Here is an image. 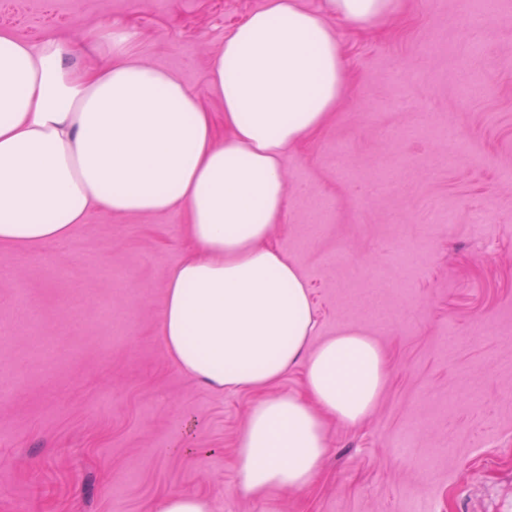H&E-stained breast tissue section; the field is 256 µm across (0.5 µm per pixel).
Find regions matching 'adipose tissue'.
<instances>
[{"label":"adipose tissue","instance_id":"ef3b65f1","mask_svg":"<svg viewBox=\"0 0 512 512\" xmlns=\"http://www.w3.org/2000/svg\"><path fill=\"white\" fill-rule=\"evenodd\" d=\"M400 0H265L224 38L208 112L193 88L145 64L108 28L104 64L0 32V244L67 241L95 211L183 213L186 256L165 274L160 334L188 374L260 394L236 442L240 491L299 492L326 456L328 419L363 421L385 384L364 331L317 333L310 289L273 232L290 150L319 132L349 83L336 30L390 21ZM303 367L305 396L272 394Z\"/></svg>","mask_w":512,"mask_h":512}]
</instances>
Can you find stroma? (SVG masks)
I'll return each instance as SVG.
<instances>
[{
  "mask_svg": "<svg viewBox=\"0 0 512 512\" xmlns=\"http://www.w3.org/2000/svg\"><path fill=\"white\" fill-rule=\"evenodd\" d=\"M263 3L0 0V31L58 36L80 67L121 24L219 113L213 60ZM470 13L402 0L385 26L344 28L348 93L285 162L276 241L319 336L363 330L386 360L370 415L329 421L315 482L239 492L235 443L258 395L183 372L160 335L183 216L98 211L63 246L0 245V512H154L185 492L212 512H512V0L476 33Z\"/></svg>",
  "mask_w": 512,
  "mask_h": 512,
  "instance_id": "obj_1",
  "label": "stroma"
}]
</instances>
